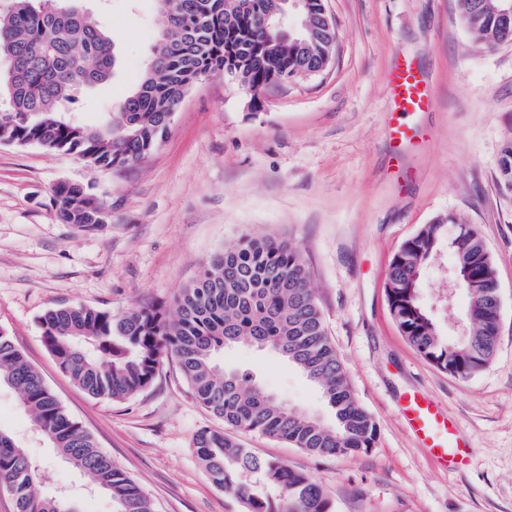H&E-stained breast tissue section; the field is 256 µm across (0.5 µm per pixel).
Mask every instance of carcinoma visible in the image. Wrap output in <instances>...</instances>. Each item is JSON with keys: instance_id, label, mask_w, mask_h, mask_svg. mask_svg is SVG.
I'll return each mask as SVG.
<instances>
[{"instance_id": "cac0c4a2", "label": "carcinoma", "mask_w": 512, "mask_h": 512, "mask_svg": "<svg viewBox=\"0 0 512 512\" xmlns=\"http://www.w3.org/2000/svg\"><path fill=\"white\" fill-rule=\"evenodd\" d=\"M225 0H157L164 27L138 83L112 119L89 126L70 120L79 87L108 81L115 65L112 33L82 10L59 13L36 0H12L0 12V143L76 155L99 168L132 166L169 132L174 110L199 80L226 69L262 94L275 75L301 76L317 68L326 40L323 0H307L317 44L280 50L261 15L288 10L283 0H253L252 10L224 9ZM462 25L487 47L512 42V25L498 17V0H455ZM53 199L63 224L82 231L109 223L90 189L61 182ZM447 244L459 272L475 268L479 287L467 293V335L447 339L415 298L424 260ZM388 305L409 344L429 363L466 379L487 369L499 343L494 316L499 297L490 252L478 229L451 215L424 225L404 242L386 275ZM177 316L140 307L117 316L81 304L40 317L43 342L62 372L95 399L126 400L146 388L166 360H174L200 405L239 433L257 432L315 455L348 456L374 447L378 428L357 400L340 355L328 338L300 248L274 234L246 235L213 253L195 281L179 290ZM269 350L315 385L333 424L326 426L217 362L228 346ZM18 394L35 429L92 485L112 499L113 512H154L151 500L64 409L10 336L0 332V383ZM195 453L212 483L234 496L244 512H333V503L305 471L264 459L222 429H203ZM257 473L279 490L274 506L243 474ZM38 465L0 430V489L17 512H80L40 494Z\"/></svg>"}]
</instances>
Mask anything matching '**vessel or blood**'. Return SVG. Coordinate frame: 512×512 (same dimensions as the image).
Returning <instances> with one entry per match:
<instances>
[{
    "label": "vessel or blood",
    "instance_id": "vessel-or-blood-1",
    "mask_svg": "<svg viewBox=\"0 0 512 512\" xmlns=\"http://www.w3.org/2000/svg\"><path fill=\"white\" fill-rule=\"evenodd\" d=\"M393 118L390 137L395 158H402L407 148L419 141L415 116L426 112L431 97L426 82L414 63L398 59L388 78ZM400 411L406 423L438 464L454 467L462 463L463 442L454 423L429 395L411 392L404 396Z\"/></svg>",
    "mask_w": 512,
    "mask_h": 512
}]
</instances>
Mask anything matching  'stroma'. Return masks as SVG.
<instances>
[{
	"mask_svg": "<svg viewBox=\"0 0 512 512\" xmlns=\"http://www.w3.org/2000/svg\"><path fill=\"white\" fill-rule=\"evenodd\" d=\"M112 32L118 64L109 82L79 90L69 110L103 122L137 83L164 19L156 0H86ZM336 44L328 67L277 84L259 101L216 75L195 83L170 130L142 162L90 167L37 145L0 144V332L8 334L64 408L151 498L155 512H242L209 480L194 435L222 422L201 407L175 361L124 401L87 396L46 349L39 319L61 304L123 314L158 305L214 252L247 234L296 243L351 387L378 438L351 456H312L259 433L243 447L309 473L336 512H512V189L498 160L512 139V44L486 48L460 23L454 0H325ZM411 59L434 105L416 125L425 140L388 172V74ZM90 187L110 224L61 223L52 189ZM479 229L503 300L492 365L461 380L422 358L389 311L385 276L400 245L436 218ZM453 257L440 251L422 273V297L442 335L467 304L442 300ZM226 367L290 404L324 413L321 395L277 355L248 346ZM422 391L446 408L473 448L471 463L439 469L407 430L403 395ZM0 429L41 471L38 489L68 492L82 512H113L109 496L33 430L14 389L0 386Z\"/></svg>",
	"mask_w": 512,
	"mask_h": 512,
	"instance_id": "obj_1",
	"label": "stroma"
}]
</instances>
